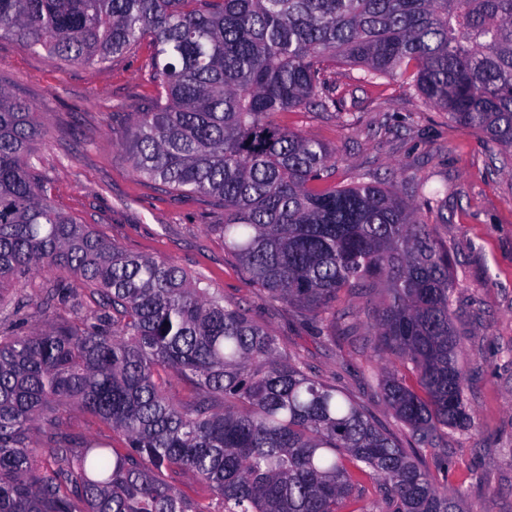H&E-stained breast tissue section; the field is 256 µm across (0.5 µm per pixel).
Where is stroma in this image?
<instances>
[{
	"instance_id": "1",
	"label": "stroma",
	"mask_w": 512,
	"mask_h": 512,
	"mask_svg": "<svg viewBox=\"0 0 512 512\" xmlns=\"http://www.w3.org/2000/svg\"><path fill=\"white\" fill-rule=\"evenodd\" d=\"M335 72L357 87L353 125L315 112H282L277 120L335 149L330 186L364 181L398 189L413 180L444 202L448 221L436 231L457 283L451 310L471 422L422 449L421 460L440 490H464L463 512H512V175L493 166L496 147L426 107L402 80L360 85V69L339 65ZM0 83L44 121L33 161L59 211L126 251L205 277L248 307L283 350L303 355L322 379L363 402L390 433L405 436L379 393L388 361L366 342L365 297L341 291L342 318L332 328L312 325L292 305L267 303L212 230L224 221L220 209L135 175L122 142L156 94L147 48L85 68L2 36Z\"/></svg>"
}]
</instances>
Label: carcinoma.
<instances>
[{
    "label": "carcinoma",
    "mask_w": 512,
    "mask_h": 512,
    "mask_svg": "<svg viewBox=\"0 0 512 512\" xmlns=\"http://www.w3.org/2000/svg\"><path fill=\"white\" fill-rule=\"evenodd\" d=\"M0 35L83 67L150 39L157 95L125 137L134 172L224 210L209 225L224 250L269 302L311 320L336 325L340 291L386 278L387 297L368 301L372 351L412 365L419 386L380 383L406 448L248 308L60 213L32 164L44 127L0 84V303L60 270L98 295L91 317L45 326L60 280L19 305L34 330L0 336V512H208L168 470L192 472L213 512H340L366 471L386 512H459L415 452L470 421L451 260L429 221L448 222L441 200L414 202V185L320 188L335 152L275 117L351 122L332 76L343 63L407 82L512 169V0H0ZM74 409L124 450L63 429Z\"/></svg>",
    "instance_id": "obj_1"
}]
</instances>
